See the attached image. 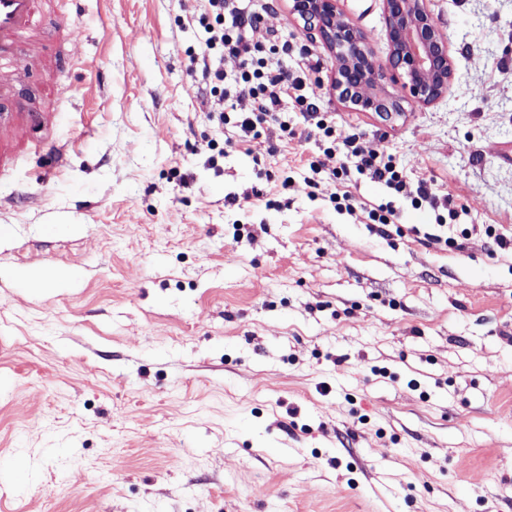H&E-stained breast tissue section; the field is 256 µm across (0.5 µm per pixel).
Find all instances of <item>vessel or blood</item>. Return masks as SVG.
<instances>
[{
    "label": "vessel or blood",
    "instance_id": "1",
    "mask_svg": "<svg viewBox=\"0 0 512 512\" xmlns=\"http://www.w3.org/2000/svg\"><path fill=\"white\" fill-rule=\"evenodd\" d=\"M58 33L50 0H0V159L29 131L35 108L19 91L30 73L53 86L50 50Z\"/></svg>",
    "mask_w": 512,
    "mask_h": 512
}]
</instances>
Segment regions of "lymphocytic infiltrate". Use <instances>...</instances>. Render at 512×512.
I'll list each match as a JSON object with an SVG mask.
<instances>
[{"label":"lymphocytic infiltrate","mask_w":512,"mask_h":512,"mask_svg":"<svg viewBox=\"0 0 512 512\" xmlns=\"http://www.w3.org/2000/svg\"><path fill=\"white\" fill-rule=\"evenodd\" d=\"M190 22L205 33L203 45L196 50L188 49L187 55L192 69L201 72L210 86V97L204 106L217 127L229 125L256 139L264 123L280 119L283 100L304 106L301 79H288L282 71V59L288 54L287 42L267 37L246 24L240 13L227 10L226 0H199ZM227 55L243 62L239 77L230 84L218 65ZM242 96L251 98V111H237L236 101ZM325 153L341 156L338 166L330 169L333 179L342 180L355 172L410 199L412 205L426 203L434 209L444 208L452 221L459 216L452 198L437 199L425 185L411 182L393 156L365 151L358 138H349L339 147H327Z\"/></svg>","instance_id":"lymphocytic-infiltrate-1"}]
</instances>
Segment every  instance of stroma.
<instances>
[{"label": "stroma", "mask_w": 512, "mask_h": 512, "mask_svg": "<svg viewBox=\"0 0 512 512\" xmlns=\"http://www.w3.org/2000/svg\"><path fill=\"white\" fill-rule=\"evenodd\" d=\"M339 5L387 63L383 0ZM426 5L456 79L392 117L338 98L289 0L249 7L337 140L464 207L454 248L366 176L309 184L336 160L292 101L291 133L217 128L193 0H80L62 96L23 90L64 163H0V464L26 462L0 512H512V252L485 233L512 237V0ZM388 202L419 235L377 232Z\"/></svg>", "instance_id": "1"}]
</instances>
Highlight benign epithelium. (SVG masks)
<instances>
[{
  "label": "benign epithelium",
  "instance_id": "1",
  "mask_svg": "<svg viewBox=\"0 0 512 512\" xmlns=\"http://www.w3.org/2000/svg\"><path fill=\"white\" fill-rule=\"evenodd\" d=\"M389 64L374 61L366 38L339 8V0H291L289 11L316 33L332 52V88L351 108L399 113L409 99L430 103L444 94L455 76L448 40L426 0H384Z\"/></svg>",
  "mask_w": 512,
  "mask_h": 512
}]
</instances>
